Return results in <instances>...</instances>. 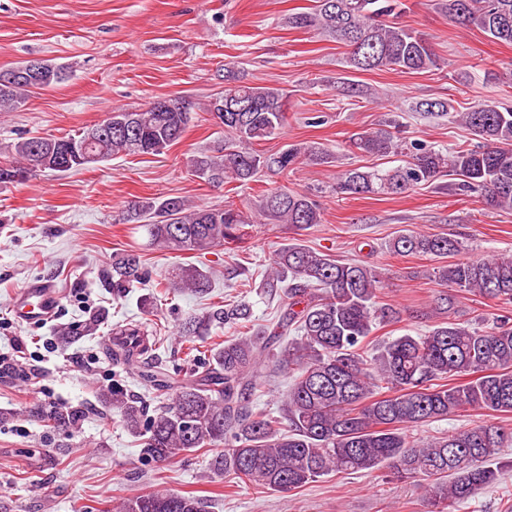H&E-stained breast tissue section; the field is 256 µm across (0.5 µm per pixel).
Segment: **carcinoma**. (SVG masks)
<instances>
[{"label":"carcinoma","instance_id":"1","mask_svg":"<svg viewBox=\"0 0 512 512\" xmlns=\"http://www.w3.org/2000/svg\"><path fill=\"white\" fill-rule=\"evenodd\" d=\"M400 0H314V7L288 14L291 29L315 30L347 50L355 71L423 72L438 66L425 35L388 21ZM438 8L464 27H476L512 45V0H439ZM32 79L0 82V112H10L27 93L63 79V69L49 63ZM224 154L192 159L194 175L209 182L245 184L264 169L285 172L303 162L321 164L324 149L304 144L266 155L252 148L282 129L281 89L248 84L225 75ZM183 99L155 100L138 109L114 108L101 122L63 137H20L12 159L0 163V183L20 182L33 171L67 173L116 157L158 155L177 142L192 108ZM477 138L471 148L450 155L422 143L406 145L389 130L364 131L352 140L359 152L387 156L406 153L401 166L373 172L349 170L336 176L333 191L344 195L402 194L431 183L445 170L458 177L454 189L476 194L490 210L512 208V109L478 103L453 115ZM258 217L304 229L322 222V209L310 193L267 189L254 207ZM122 221L138 224L148 240L173 254L204 253L246 240L249 217L231 201L220 207H189L184 200H135ZM397 256L425 257L439 263L434 278L448 288L512 304V254L462 258L464 242L445 234L409 232L394 238ZM149 277L141 255L124 253L112 264L109 285L120 290ZM379 273L371 266L340 262L299 244L282 248L264 282L269 291L284 290L276 326L251 330L213 347L201 370L181 381L170 402L148 413L146 405L112 386L109 403L127 431L143 438L142 454L152 461L176 460L200 448L219 447L211 458L213 474L236 478L258 488L291 491L332 473L369 472L387 467L397 478L426 482L434 504L451 507L495 484L512 468L501 456L512 431L482 422L428 442L411 439L410 430L467 409L512 413V317L500 315L484 327L460 322L455 298L439 294L434 311L443 320L427 332L382 340L372 355L360 354L375 329L396 321L400 312L379 300ZM163 287L200 295L211 288L196 266L175 264ZM250 322L245 303L217 305L185 321L189 341L217 325L244 327ZM91 318L63 329L74 340L91 336ZM124 363L158 392L171 387V376L138 357ZM288 367L289 384L281 415L249 409L268 365ZM469 376L463 385L441 380ZM190 493L148 492L124 499L121 512H203Z\"/></svg>","mask_w":512,"mask_h":512}]
</instances>
